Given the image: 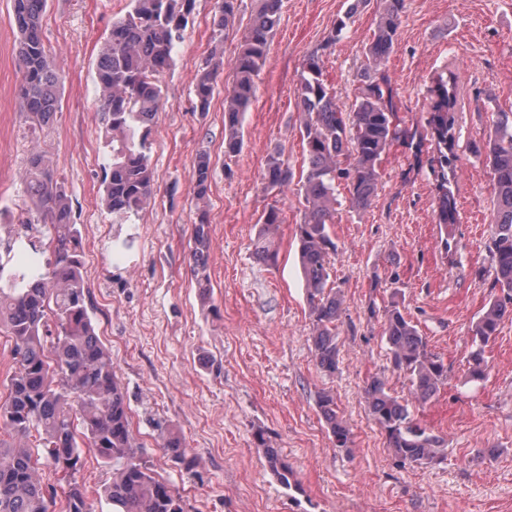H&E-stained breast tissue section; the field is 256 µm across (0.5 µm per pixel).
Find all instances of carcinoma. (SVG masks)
Wrapping results in <instances>:
<instances>
[{
	"label": "carcinoma",
	"mask_w": 512,
	"mask_h": 512,
	"mask_svg": "<svg viewBox=\"0 0 512 512\" xmlns=\"http://www.w3.org/2000/svg\"><path fill=\"white\" fill-rule=\"evenodd\" d=\"M196 0H129L130 10L112 22L97 57L95 73L101 89L98 111L105 125V147L111 159L102 181V201L115 222L136 215L154 193L148 137L165 90L159 75L174 64V48L193 18ZM405 0H385L371 42L365 49V89L348 107L336 102L320 64L311 54L302 64L297 89L302 114L300 137L306 168L299 180L304 207L296 225L298 258L305 279L312 321L311 343L318 369L336 372L339 350L336 321L343 299L328 286L334 253L328 224L336 211V191L345 186L352 205L368 207L375 196L380 165L397 140L415 155L414 142L400 127L391 105V90L379 81L380 66L393 51ZM48 0H13L21 72L19 98L33 125L50 128L62 107L63 79L45 49L41 20ZM283 0H257V8L238 51L230 61L234 73L224 96V153L236 155L243 145V116L256 92L255 80L266 61ZM238 11V0H218L212 18L213 37L224 31ZM223 56L210 55L197 70L195 109L206 112L215 91ZM431 149L435 177L437 223H458L451 190L457 156V114L463 110L457 78L438 76L431 90ZM475 156L488 168L493 185V233L490 268L501 296L491 300L470 329L468 376L486 377L485 348L496 338L504 319L512 316V113L499 112L491 131L475 145ZM24 190L43 223L52 246L38 276L5 272L0 263V328L11 342L14 371L0 396V512H54V487L45 485L41 467L49 464L67 485L62 512H95V500L77 483L83 449L90 448L112 466V483L103 497L112 512H187L180 491L157 476L143 458L133 435L127 394L97 332L85 287L81 229L74 220L65 184L42 153L30 156L20 175ZM265 189L283 192L293 172L276 152L263 174ZM211 184V156L202 150L195 164L193 197L206 198ZM191 272L198 285L209 281V224L200 212L193 224ZM382 338L394 370L409 382L410 398L390 392L387 382L371 379L364 387L369 415L384 432L388 447L402 466H434L447 458V440L414 419L411 406L432 401L448 384V364L429 349L426 337L392 300L383 309ZM317 406L338 448L350 432L336 412L334 397L318 395ZM163 448L187 472L197 468L180 437L163 435ZM268 471L287 489H300L292 468L264 434H256Z\"/></svg>",
	"instance_id": "obj_1"
}]
</instances>
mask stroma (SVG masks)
Masks as SVG:
<instances>
[{
	"label": "stroma",
	"mask_w": 512,
	"mask_h": 512,
	"mask_svg": "<svg viewBox=\"0 0 512 512\" xmlns=\"http://www.w3.org/2000/svg\"><path fill=\"white\" fill-rule=\"evenodd\" d=\"M215 0H197L194 18L161 81L166 96L149 136L155 193L122 224L102 202L110 158L97 110L95 62L113 20L129 0H49L42 25L48 57L63 75L62 110L53 127L25 123L17 87L12 0H0V210L25 214L19 178L33 152L47 154L82 231L85 286L93 318L128 397L133 432L157 475L189 489L187 512H512V318L486 350L488 377L469 381V330L499 296L487 244L492 182L472 153L495 113L512 112V0H405L395 46L380 73L393 91L402 127L429 142V89L458 76L466 105L456 129L458 224L440 229L431 155L393 143L378 190L363 210L340 193L329 233L336 245L330 284L343 296L337 323L340 364L320 372L298 264L295 226L303 219L296 188L267 191L263 173L280 151L301 172L304 151L297 88L304 59L320 54L340 105L360 95L364 48L380 0H364L340 40L328 36L347 0H284L255 98L244 115L243 149L224 153V95L217 79L206 113L193 108L200 63L214 47ZM208 149L211 288L201 295L189 270L196 204L190 190L196 154ZM282 222L272 234L277 263L253 243L268 206ZM397 300L430 348L448 365V383L413 414L448 440L435 467L401 466L368 414L363 388L385 377L395 396L409 383L390 363L381 315ZM331 392L350 430L336 447L316 405ZM179 433L198 460L187 476L162 446ZM280 448L302 492L284 488L265 467L254 435Z\"/></svg>",
	"instance_id": "obj_1"
}]
</instances>
